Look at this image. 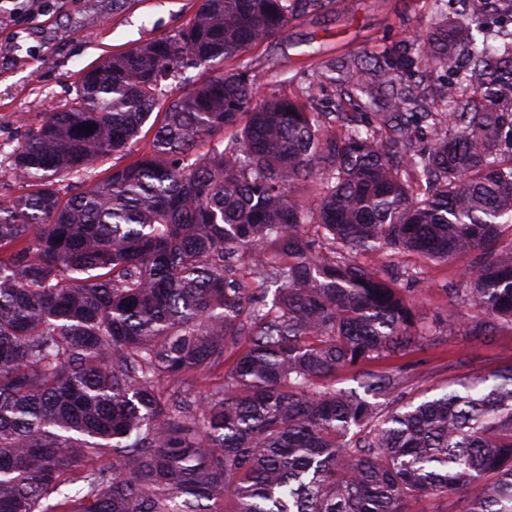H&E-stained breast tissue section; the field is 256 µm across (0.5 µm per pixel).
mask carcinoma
Masks as SVG:
<instances>
[{"mask_svg": "<svg viewBox=\"0 0 512 512\" xmlns=\"http://www.w3.org/2000/svg\"><path fill=\"white\" fill-rule=\"evenodd\" d=\"M318 2L200 0L82 69L9 153L29 191L0 205V512H412L459 490L456 512H512V365L386 412L328 384L357 369L393 395L362 366L429 336L363 252L467 256L451 301L481 317L448 332L512 326V41L475 35L512 0L362 53L390 100L362 126L347 90L320 109L312 80L269 97L224 68ZM461 51L444 123L399 80ZM145 126L147 151L84 181Z\"/></svg>", "mask_w": 512, "mask_h": 512, "instance_id": "cac0c4a2", "label": "carcinoma"}]
</instances>
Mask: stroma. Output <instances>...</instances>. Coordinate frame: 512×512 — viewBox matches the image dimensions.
Returning a JSON list of instances; mask_svg holds the SVG:
<instances>
[{
	"instance_id": "obj_1",
	"label": "stroma",
	"mask_w": 512,
	"mask_h": 512,
	"mask_svg": "<svg viewBox=\"0 0 512 512\" xmlns=\"http://www.w3.org/2000/svg\"><path fill=\"white\" fill-rule=\"evenodd\" d=\"M197 6V0H48L34 15L0 23V151L11 152L29 129L42 123L49 107H61L73 96L81 69L177 33ZM439 7L438 0H323L282 35L245 53L242 62L260 94L291 98L306 74L320 65L346 66L358 52L380 51L404 34L421 32ZM362 260L390 273H413L405 288L431 328L419 349L368 365L372 372L400 371L405 397L436 395L448 382L487 379L512 364V327L484 339L448 330L449 311H456L465 324L479 315L476 308L453 306L448 299L467 259L437 264L395 251L367 253Z\"/></svg>"
}]
</instances>
